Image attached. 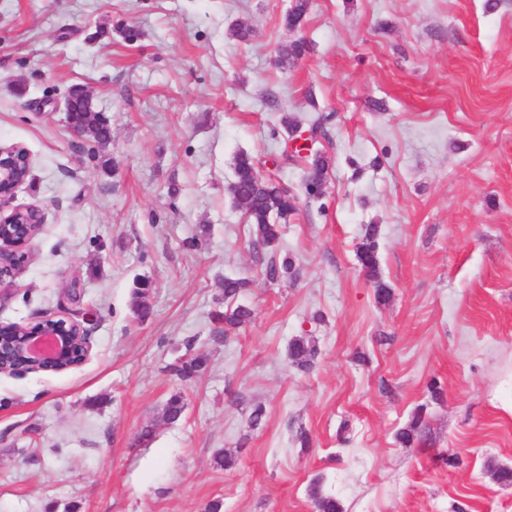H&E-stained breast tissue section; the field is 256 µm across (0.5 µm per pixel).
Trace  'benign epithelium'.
Segmentation results:
<instances>
[{
	"label": "benign epithelium",
	"instance_id": "7a95c632",
	"mask_svg": "<svg viewBox=\"0 0 512 512\" xmlns=\"http://www.w3.org/2000/svg\"><path fill=\"white\" fill-rule=\"evenodd\" d=\"M65 121L72 134L83 139L89 128L97 125V114L85 113L78 121L65 116ZM20 149L18 145L0 146V229L6 228L5 235H0V285L13 276L12 256L21 251L35 235L28 223L20 215L29 212L37 217L36 224L45 223L44 210L39 205L25 208H12L10 202L18 187L25 184L32 176L31 156L21 160L14 156ZM67 315L43 314L33 321L19 325V330L12 326L0 328V360H20V364L10 370L0 366V374L20 376L32 372H52L54 366L75 360L73 366H79L90 353L88 330L84 322Z\"/></svg>",
	"mask_w": 512,
	"mask_h": 512
}]
</instances>
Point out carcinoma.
<instances>
[{
    "label": "carcinoma",
    "instance_id": "carcinoma-1",
    "mask_svg": "<svg viewBox=\"0 0 512 512\" xmlns=\"http://www.w3.org/2000/svg\"><path fill=\"white\" fill-rule=\"evenodd\" d=\"M309 8V0H294L286 11L284 22L287 28L296 29L305 20ZM307 48L306 43L294 41L279 49L280 61L301 57ZM111 142L107 130L95 127L88 137V151L96 153ZM308 163L305 180V191L310 196L321 194L327 178L329 161L321 152L303 155ZM226 193L234 203L239 205L245 215L246 224L254 241L267 248L277 246L283 229V221L298 211V197L287 186L278 180L266 178L258 171L254 160L240 154L233 166V178L225 187ZM379 228L376 224L365 226L362 242L358 246V257L362 268L373 279L374 294L378 301L385 302L390 298L391 289L388 284L376 275L377 267V237ZM266 276L272 281L293 276V263L285 259L277 264L276 258H271L266 268ZM248 286L245 278L224 279V311L216 316L217 321L224 324V335L229 336L239 330L252 319L250 308L239 303V296ZM145 281L138 283L132 290L130 310L137 320H143L150 314L151 308L146 302ZM315 356L314 347L304 338L293 339L288 346V357L292 363L306 367ZM208 359L203 356L192 357L173 368V373L182 381L195 379L202 375L207 368ZM185 405L179 396L171 397L165 404L164 416L167 422L175 423L182 417ZM315 500L318 512H341L340 504L335 498L323 496L318 487L310 490Z\"/></svg>",
    "mask_w": 512,
    "mask_h": 512
}]
</instances>
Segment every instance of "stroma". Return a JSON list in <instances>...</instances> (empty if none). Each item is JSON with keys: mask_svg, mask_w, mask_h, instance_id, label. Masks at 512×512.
I'll return each mask as SVG.
<instances>
[{"mask_svg": "<svg viewBox=\"0 0 512 512\" xmlns=\"http://www.w3.org/2000/svg\"><path fill=\"white\" fill-rule=\"evenodd\" d=\"M291 4L0 0V144L33 175L12 204L46 220L0 324L75 310L92 345L63 373L0 375V512H317L314 483L342 512H512L488 469L512 468V0H310L295 30ZM77 85L112 129L93 155L64 121ZM322 113L314 198L280 119ZM243 152L299 197L271 250L225 192ZM368 224L384 303L357 258ZM286 255L294 277L267 279ZM228 277L254 311L230 337ZM197 355L200 379L171 373ZM314 347L305 338H295L288 346V357L292 364L307 367L315 356Z\"/></svg>", "mask_w": 512, "mask_h": 512, "instance_id": "1", "label": "stroma"}]
</instances>
